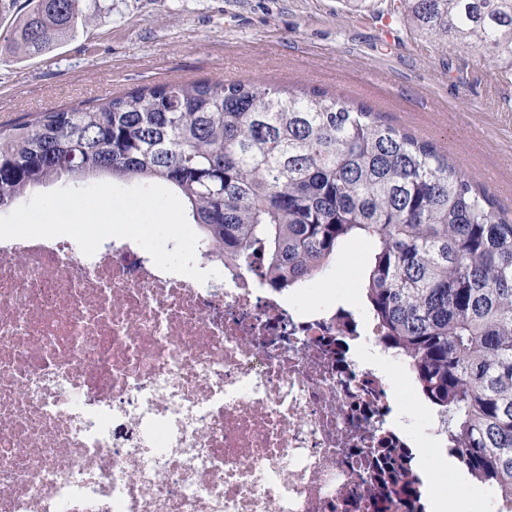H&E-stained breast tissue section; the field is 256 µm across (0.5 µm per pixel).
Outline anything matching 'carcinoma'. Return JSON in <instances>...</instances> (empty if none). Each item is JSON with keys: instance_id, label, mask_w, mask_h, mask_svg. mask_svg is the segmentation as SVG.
Returning a JSON list of instances; mask_svg holds the SVG:
<instances>
[{"instance_id": "carcinoma-1", "label": "carcinoma", "mask_w": 512, "mask_h": 512, "mask_svg": "<svg viewBox=\"0 0 512 512\" xmlns=\"http://www.w3.org/2000/svg\"><path fill=\"white\" fill-rule=\"evenodd\" d=\"M86 0H26L7 38L47 51ZM417 34L512 75V0H391ZM97 176L174 193L239 272L290 292L348 240L372 244L364 306L468 465L512 498V221L432 142L315 89L250 80L143 86L0 126V208Z\"/></svg>"}]
</instances>
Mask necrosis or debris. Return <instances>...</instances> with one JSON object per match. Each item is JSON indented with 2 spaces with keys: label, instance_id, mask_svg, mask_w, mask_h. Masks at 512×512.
<instances>
[{
  "label": "necrosis or debris",
  "instance_id": "4bbe7bcc",
  "mask_svg": "<svg viewBox=\"0 0 512 512\" xmlns=\"http://www.w3.org/2000/svg\"><path fill=\"white\" fill-rule=\"evenodd\" d=\"M377 333L128 239L0 240V512H425L404 485L448 417L404 426L354 350Z\"/></svg>",
  "mask_w": 512,
  "mask_h": 512
}]
</instances>
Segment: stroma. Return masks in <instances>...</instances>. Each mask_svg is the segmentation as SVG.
I'll return each instance as SVG.
<instances>
[{
    "label": "stroma",
    "mask_w": 512,
    "mask_h": 512,
    "mask_svg": "<svg viewBox=\"0 0 512 512\" xmlns=\"http://www.w3.org/2000/svg\"><path fill=\"white\" fill-rule=\"evenodd\" d=\"M83 27L45 53L5 41L24 0H0V125L27 112L199 79L316 87L366 103L447 153L512 219V77L461 52L380 24L390 0H96ZM370 253L347 242L297 295L356 302Z\"/></svg>",
    "instance_id": "stroma-1"
}]
</instances>
